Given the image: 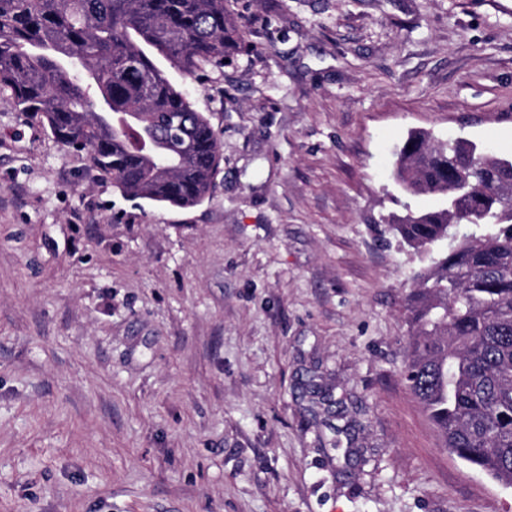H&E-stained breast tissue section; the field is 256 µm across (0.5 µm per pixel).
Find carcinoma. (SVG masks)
Listing matches in <instances>:
<instances>
[{
    "label": "carcinoma",
    "mask_w": 512,
    "mask_h": 512,
    "mask_svg": "<svg viewBox=\"0 0 512 512\" xmlns=\"http://www.w3.org/2000/svg\"><path fill=\"white\" fill-rule=\"evenodd\" d=\"M240 44L224 0H0V90L127 198L189 209L220 167L216 134L150 58L183 76ZM388 224L427 265L407 299L404 379L442 446L512 486V157L413 131Z\"/></svg>",
    "instance_id": "1"
}]
</instances>
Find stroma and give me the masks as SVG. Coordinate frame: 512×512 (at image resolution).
I'll return each mask as SVG.
<instances>
[{"label":"stroma","instance_id":"obj_1","mask_svg":"<svg viewBox=\"0 0 512 512\" xmlns=\"http://www.w3.org/2000/svg\"><path fill=\"white\" fill-rule=\"evenodd\" d=\"M221 153L124 197L0 95V512H512L406 388L410 130L512 154V0H225Z\"/></svg>","mask_w":512,"mask_h":512}]
</instances>
